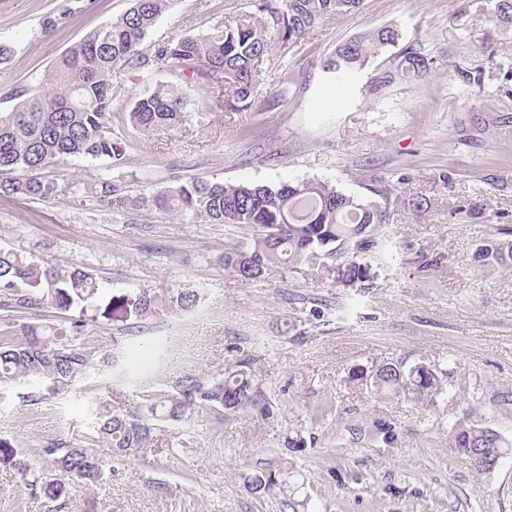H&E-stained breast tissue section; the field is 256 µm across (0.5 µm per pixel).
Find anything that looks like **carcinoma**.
<instances>
[{
  "instance_id": "cac0c4a2",
  "label": "carcinoma",
  "mask_w": 512,
  "mask_h": 512,
  "mask_svg": "<svg viewBox=\"0 0 512 512\" xmlns=\"http://www.w3.org/2000/svg\"><path fill=\"white\" fill-rule=\"evenodd\" d=\"M170 0H131L119 19L91 34L59 57L37 87L17 92V102L0 112V194L45 199L58 191L55 182L38 177L12 178L16 170L40 172L59 159L109 157L122 163L129 147L121 133L112 129V69L122 63L147 69L161 62L177 79L158 84L134 97L129 105L132 128L150 136L178 127L185 118L191 92L200 86L211 94L220 112H241L259 102L258 67L270 50V36L285 43L307 38L326 17L360 9L363 0H251L254 11L217 23L210 32L186 33L154 49H142L148 30L168 7ZM491 21L512 26V0H492ZM398 29L381 27L338 45L322 68L338 83L398 46ZM397 67L417 77L426 74L431 59L419 45L410 44L395 55ZM90 201L125 204L116 185L93 179L81 187ZM390 192L383 202L365 201L329 182L281 181L277 184H224L196 181L158 191L152 198L160 209L189 213L213 224L248 226L256 229L252 242L224 253V269L255 281L269 266L287 264L297 273L323 276L330 286L355 278L356 287L372 288L370 265L364 256L378 254L381 231L389 219ZM478 257L512 266V239L482 244ZM96 277L82 269L43 268L27 256L0 249V308L34 310L50 302L60 310H79L68 330L52 338L42 326L24 323L21 339L14 338L12 324L0 336V384L34 383L28 401L36 403L58 395L90 365L92 354L82 342L88 308L101 294ZM154 301L146 296L114 295L104 318H140L151 311ZM377 395L409 392L419 399L442 392L436 371L426 366L404 368L387 364L369 373L353 374ZM152 416L177 420L197 405H207L216 414L236 412L253 401L248 376L230 374L205 386L195 379L169 396L148 398ZM92 429L113 457L125 458L144 452L152 441V424L142 418L100 414ZM453 446L466 456L478 449L490 458L512 454L495 432L459 425ZM54 476L35 471L7 439H0V464L21 474L32 494L56 502L68 495L69 482L91 489L103 484L112 468L96 451L64 442L42 449ZM263 472L248 480V488L260 493L273 484Z\"/></svg>"
}]
</instances>
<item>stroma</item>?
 I'll use <instances>...</instances> for the list:
<instances>
[{
  "mask_svg": "<svg viewBox=\"0 0 512 512\" xmlns=\"http://www.w3.org/2000/svg\"><path fill=\"white\" fill-rule=\"evenodd\" d=\"M247 5L170 0L143 47L208 33ZM129 6L0 0V41L14 48L0 64V111ZM490 8L489 0H363L301 44H275L257 109L219 112L199 91L181 127L149 143L127 118L148 83L116 68L112 125L129 143L122 165L67 158L40 173L59 183L55 196L0 197V247L45 267L86 268L106 294H146L154 307L139 320L88 323L93 364L68 391L32 404L26 387L0 386V438L39 469L47 443L97 448L93 416H147V395L177 393L189 378L207 384L244 372L255 402L220 422L201 406L188 419L156 422L150 451L113 461L99 488L71 484L59 508L0 465V512H512V457L482 475L451 440L462 423L512 446V270L475 257L481 241L512 228V82L500 73L512 64V28L494 27ZM384 26L433 58L427 75L403 74L382 57L342 85L322 70L336 46ZM285 68L295 82L281 84ZM387 71L389 86L371 93ZM101 177L128 206L78 194ZM193 180H320L367 201L390 189L428 205H391L368 291L320 287L283 264L244 281L223 257L251 241L249 229L146 202ZM466 200L483 205L484 222L457 214ZM181 292L196 294L192 308L174 303ZM132 350L139 372L106 366V356ZM385 364L428 366L442 391L381 397L352 382L355 371ZM292 438L300 447H289ZM259 471L276 482L254 494L247 480Z\"/></svg>",
  "mask_w": 512,
  "mask_h": 512,
  "instance_id": "1",
  "label": "stroma"
}]
</instances>
